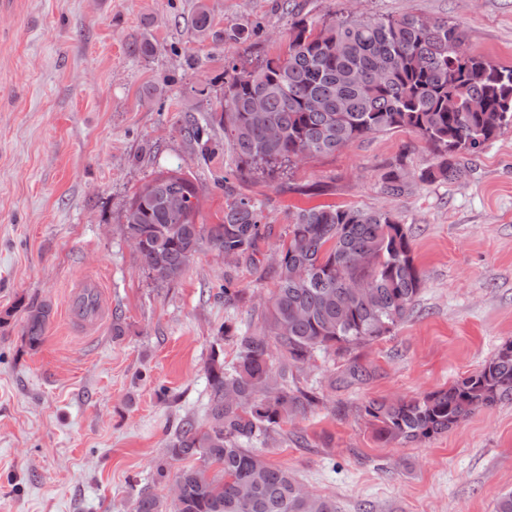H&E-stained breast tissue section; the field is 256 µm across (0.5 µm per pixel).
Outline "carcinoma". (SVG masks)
<instances>
[{"label": "carcinoma", "mask_w": 512, "mask_h": 512, "mask_svg": "<svg viewBox=\"0 0 512 512\" xmlns=\"http://www.w3.org/2000/svg\"><path fill=\"white\" fill-rule=\"evenodd\" d=\"M214 19L198 5L190 19L194 37L213 33ZM461 25L411 14H363L324 22L320 30L303 18L291 23L288 53L243 70L229 67L224 100L184 128L200 152L210 131L224 128L238 162L272 174L313 155H331L379 132L407 129L419 135L436 161L421 182L457 180L502 129L512 127V66H499L468 46ZM347 51L336 53L338 44ZM359 81L350 83L345 74ZM484 105L479 112L448 111V97ZM264 102L252 111L254 100ZM318 99L315 110L309 101ZM413 183L400 166L381 178V191L401 197ZM203 189L181 170L159 172L132 197L121 234L136 245L142 265L161 282L184 275L208 250L231 260L250 259L265 238L261 205L239 197L222 222H200ZM364 255L368 264L354 259ZM276 288L262 306L260 325L240 329L231 319L217 336L238 350L231 367L212 348L207 366L206 423L187 419L166 446L154 472L163 483L168 464H195L176 476L178 512H339L336 500L307 499L286 467L268 463L254 444L316 405L298 386L294 371L316 352L347 353L390 335L412 312L422 287L408 229L388 211L316 206L299 210L288 244L270 267ZM369 284L373 296L353 287ZM52 313L42 302L25 308L24 337L31 349L44 341ZM278 366H273V359ZM512 402V340L504 342L476 372L423 396L373 401L366 414L385 443H412L445 433L476 412ZM250 489L249 497L240 488ZM132 512H173L167 501L143 492Z\"/></svg>", "instance_id": "obj_1"}]
</instances>
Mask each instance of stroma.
<instances>
[{"mask_svg": "<svg viewBox=\"0 0 512 512\" xmlns=\"http://www.w3.org/2000/svg\"><path fill=\"white\" fill-rule=\"evenodd\" d=\"M288 1L317 25L353 11L448 18L471 49L512 66V0H12L0 11V512H131L140 492L166 497L154 465L182 420H205L217 328L228 317L256 326L294 213L320 205L392 212L410 232L422 290L392 335L358 349L362 380L348 378L342 355L319 352L300 368L320 403L263 456L340 512H495L512 490V402L412 445L379 441L364 413L374 400L447 388L512 340V128L466 177L433 183L418 180L433 151L408 130L274 177L242 168L223 128L206 157L184 137L223 98L229 64L285 54ZM200 4L216 29L254 22L258 36L194 39ZM134 38L152 55L129 56ZM399 161L414 186L393 198L380 183ZM176 166L204 188V223H220L237 194L262 202L269 233L253 259L203 251L173 283L141 266L120 233L126 208ZM228 273L243 291L232 307L219 292ZM85 276L101 280L108 316L90 335L66 317ZM32 301L53 307L35 350L23 335Z\"/></svg>", "mask_w": 512, "mask_h": 512, "instance_id": "stroma-1", "label": "stroma"}]
</instances>
